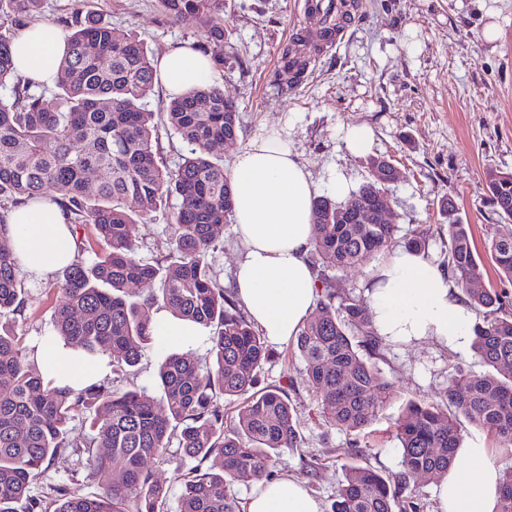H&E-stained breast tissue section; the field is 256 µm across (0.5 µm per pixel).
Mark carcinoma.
Returning <instances> with one entry per match:
<instances>
[{
  "label": "carcinoma",
  "mask_w": 512,
  "mask_h": 512,
  "mask_svg": "<svg viewBox=\"0 0 512 512\" xmlns=\"http://www.w3.org/2000/svg\"><path fill=\"white\" fill-rule=\"evenodd\" d=\"M173 21L200 25L208 42L224 44V0H159ZM40 0H0V317L23 309L22 271L5 245L8 206L55 191L71 224L92 226L91 259H77L58 272L64 300L53 312V335L88 356L105 354L115 371L138 362L155 340L153 311L211 331V366L205 372L181 353L165 355L158 372L161 396L110 380L80 390L59 386L35 367L18 337L0 332V512H167L168 488L145 467L164 460L173 442L187 457L213 460L216 471L182 477L179 512H243L230 488L272 476L273 456L298 448L299 433L286 391L257 388V372L271 352L239 303L226 294L208 260L215 230L234 220L233 187L224 161L210 145L233 141L239 131L234 100L219 85H204L173 97L169 127L190 145L177 170L157 152L154 113L143 100L156 69L144 43L96 14L75 19L54 87L57 105L44 91L15 73L10 30L31 17ZM390 159L373 157L370 176L349 206L387 190L395 182ZM499 215L512 218V174L487 180ZM179 201L171 213L167 253L150 263L138 256L136 220L127 201L140 202L147 216ZM346 206L328 197L314 205L312 250L322 264L317 314L298 333L297 349L306 381L319 393L324 421L348 435L360 434L375 409L393 395V384L361 352L376 347L373 316L361 298L336 299L333 273L389 250L394 224H353ZM448 219V273L465 289L483 323L471 349L485 372L459 370L448 378L447 404L409 402L396 422L402 470L383 475L368 465L344 469L329 512H420L403 497L411 479H441L461 446L457 416L490 433L512 453V312L506 291L473 288L484 264L472 245L470 225ZM487 255L498 274L512 282V236L495 237ZM132 284L147 293L132 298ZM227 397H241L236 418L224 423ZM89 423L90 433L73 437L70 423ZM106 452L101 453L99 449ZM72 452L101 479L86 496L76 482L50 485V495L30 494L50 461ZM497 512H512V470L502 473Z\"/></svg>",
  "instance_id": "obj_1"
}]
</instances>
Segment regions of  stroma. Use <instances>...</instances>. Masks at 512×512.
I'll return each instance as SVG.
<instances>
[{"instance_id":"obj_1","label":"stroma","mask_w":512,"mask_h":512,"mask_svg":"<svg viewBox=\"0 0 512 512\" xmlns=\"http://www.w3.org/2000/svg\"><path fill=\"white\" fill-rule=\"evenodd\" d=\"M347 31L335 45L308 53L299 81L279 88L282 55L297 34L315 27L304 14V0H224V66L213 80L239 107L236 140L215 147L225 164L265 128L286 129L298 161L310 172L319 195L332 196L331 176L342 172L351 187L370 173L369 159L390 157L399 180L388 187L397 231L393 250L406 248L416 233L427 232L426 255L442 262L448 220L441 204L453 200L456 216L469 224L477 252L492 236L512 234V219L498 215L490 201L486 174L512 172V0H350ZM94 13L119 31L131 32L151 58L179 44H198L199 28L171 21L157 0H41L33 22L47 21L69 31L76 14ZM496 22V41L482 37ZM364 124L374 132L368 153L345 147L339 128ZM139 256L148 262L169 246L167 216L157 212L135 227ZM244 245L234 225L216 231L209 260L225 291H232L236 261ZM387 260L379 255L337 272L336 293L368 297L376 273ZM63 295L56 275L24 277L20 314L0 323L26 347L52 333V317ZM272 355L258 373L260 387L286 390L299 432V450L275 458L274 477L303 482L321 512L330 504L347 465L364 462L383 474L401 469L395 422L406 402L445 404L451 374L477 369L469 344L446 347L428 339L410 345L379 342L371 360L393 382L394 396L377 409L366 435L354 437L326 424L318 394L303 376L295 341L271 344ZM164 351L146 345L138 365L118 377L123 387L157 393V370ZM365 448V456L354 453ZM199 460L175 453L150 462L169 489L168 512H177L180 475Z\"/></svg>"}]
</instances>
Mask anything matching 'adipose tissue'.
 <instances>
[{
    "label": "adipose tissue",
    "instance_id": "obj_1",
    "mask_svg": "<svg viewBox=\"0 0 512 512\" xmlns=\"http://www.w3.org/2000/svg\"><path fill=\"white\" fill-rule=\"evenodd\" d=\"M17 74L42 84L55 81L66 49L62 32L42 23L25 29L12 44ZM157 80L170 96L210 83V57L177 45L156 64ZM234 218L244 251L236 263L235 289L259 330L269 340L296 336L318 299L316 275L306 261L313 236L317 198L309 171L302 166L281 129L271 127L236 154L230 172ZM9 245L21 271L38 277L71 263L74 236L61 208L37 199L14 209L7 226ZM443 269L426 254L395 252L377 271L368 301L374 330L387 342L415 343L433 338L461 345L472 312ZM37 362L56 384L75 389L97 380L104 364H91L53 336L44 337ZM461 466L451 468L437 486L440 512H495L501 473L487 449L462 447ZM247 512H320L302 482L278 478L264 482Z\"/></svg>",
    "mask_w": 512,
    "mask_h": 512
}]
</instances>
